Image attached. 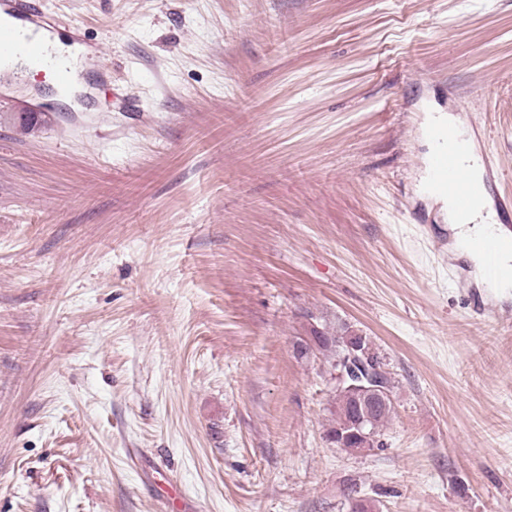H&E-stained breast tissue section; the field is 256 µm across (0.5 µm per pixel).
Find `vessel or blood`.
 Returning <instances> with one entry per match:
<instances>
[{"label":"vessel or blood","mask_w":512,"mask_h":512,"mask_svg":"<svg viewBox=\"0 0 512 512\" xmlns=\"http://www.w3.org/2000/svg\"><path fill=\"white\" fill-rule=\"evenodd\" d=\"M0 12L9 16V23H0V59L22 56L33 68H44L48 63V35L56 26L43 7L42 0H0ZM435 149L427 160L429 195L451 197L459 214H467L473 205V193L460 158L470 148L466 132L447 127L430 132ZM504 246L498 233L474 238L469 249L483 259V278L487 287L497 288L503 282L512 283V265H503L500 253Z\"/></svg>","instance_id":"vessel-or-blood-1"}]
</instances>
